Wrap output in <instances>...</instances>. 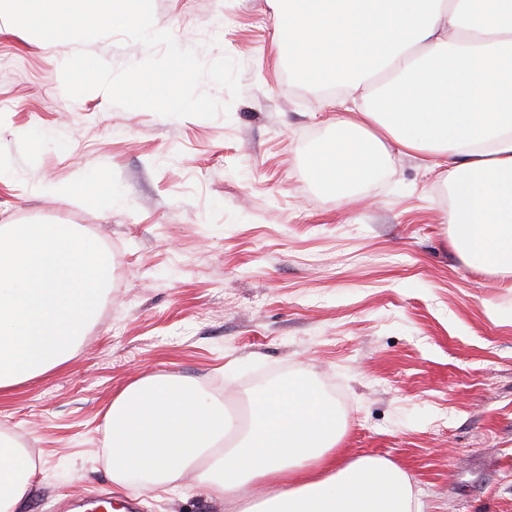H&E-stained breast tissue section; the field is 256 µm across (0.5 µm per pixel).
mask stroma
I'll use <instances>...</instances> for the list:
<instances>
[{"label": "stroma", "instance_id": "stroma-1", "mask_svg": "<svg viewBox=\"0 0 512 512\" xmlns=\"http://www.w3.org/2000/svg\"><path fill=\"white\" fill-rule=\"evenodd\" d=\"M153 8L202 61L239 63L238 98L200 85L229 113L69 98L62 66L77 51L122 69L148 48L37 41L0 21V225H75L111 263L71 359L0 395V431L37 465L20 512H82L104 496L135 497L134 512H234L191 475L164 490L113 483L106 411L149 376L190 381L230 413L307 379L341 419V464L390 462L422 512H512V275L461 255L450 187L392 145L340 206L309 170L335 135L336 100L274 63V0ZM47 183L68 191L42 195Z\"/></svg>", "mask_w": 512, "mask_h": 512}]
</instances>
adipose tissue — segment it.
Wrapping results in <instances>:
<instances>
[{"label":"adipose tissue","mask_w":512,"mask_h":512,"mask_svg":"<svg viewBox=\"0 0 512 512\" xmlns=\"http://www.w3.org/2000/svg\"><path fill=\"white\" fill-rule=\"evenodd\" d=\"M281 55L304 79L339 89L354 108L311 163L338 199L370 177L388 145L424 153L449 175L465 258L512 274V0H276ZM106 421L112 480L154 486L189 469L219 498L270 482L239 512H420L408 477L370 457L338 466L336 409L305 379L256 396L243 437L222 451L233 420L187 387L157 377L128 384ZM36 463L0 433V512H16Z\"/></svg>","instance_id":"adipose-tissue-1"}]
</instances>
